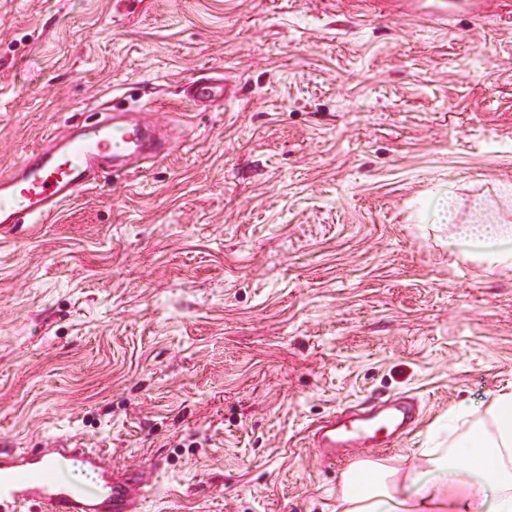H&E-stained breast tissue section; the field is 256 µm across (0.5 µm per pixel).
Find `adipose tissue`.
<instances>
[{
	"instance_id": "adipose-tissue-1",
	"label": "adipose tissue",
	"mask_w": 512,
	"mask_h": 512,
	"mask_svg": "<svg viewBox=\"0 0 512 512\" xmlns=\"http://www.w3.org/2000/svg\"><path fill=\"white\" fill-rule=\"evenodd\" d=\"M424 221L446 226L449 256L512 275V224L489 218L474 202L457 221V196L445 186L428 194ZM489 425L473 427L453 451L422 449L401 460H359L345 474L340 512H512V391H498Z\"/></svg>"
}]
</instances>
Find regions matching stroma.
I'll return each instance as SVG.
<instances>
[{
    "label": "stroma",
    "mask_w": 512,
    "mask_h": 512,
    "mask_svg": "<svg viewBox=\"0 0 512 512\" xmlns=\"http://www.w3.org/2000/svg\"><path fill=\"white\" fill-rule=\"evenodd\" d=\"M204 76L234 96L196 109ZM114 104L173 143L0 241V450L153 468L142 512H339L312 424L415 396L353 454L398 460L488 422L512 276L412 202L512 221V0H0V178Z\"/></svg>",
    "instance_id": "stroma-1"
}]
</instances>
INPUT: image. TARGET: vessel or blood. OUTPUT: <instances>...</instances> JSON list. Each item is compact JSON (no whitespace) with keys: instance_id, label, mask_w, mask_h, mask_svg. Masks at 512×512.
<instances>
[{"instance_id":"vessel-or-blood-1","label":"vessel or blood","mask_w":512,"mask_h":512,"mask_svg":"<svg viewBox=\"0 0 512 512\" xmlns=\"http://www.w3.org/2000/svg\"><path fill=\"white\" fill-rule=\"evenodd\" d=\"M228 93L223 79L211 77L190 82L187 96L194 105L206 107L223 102ZM169 147V139L142 118L120 122L105 113L71 123L55 143L31 150L20 166L0 179V234L39 223L106 175L134 176L136 159L164 156ZM418 419L415 399L401 396L362 412L345 409L320 421L310 433V444L321 458L336 464L366 443H396ZM71 459L98 473L100 494L86 496L59 477L57 463ZM102 460L100 451L63 442L30 455L0 452V512H25L32 506L38 512H139L134 491L144 485L142 472L117 476Z\"/></svg>"}]
</instances>
